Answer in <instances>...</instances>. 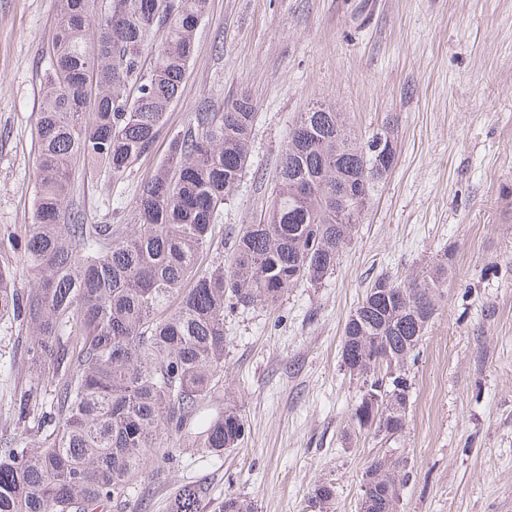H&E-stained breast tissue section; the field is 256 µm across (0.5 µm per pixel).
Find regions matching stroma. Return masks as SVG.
I'll return each mask as SVG.
<instances>
[{"instance_id":"stroma-1","label":"stroma","mask_w":512,"mask_h":512,"mask_svg":"<svg viewBox=\"0 0 512 512\" xmlns=\"http://www.w3.org/2000/svg\"><path fill=\"white\" fill-rule=\"evenodd\" d=\"M57 26L56 0H0V262L17 268ZM243 95L256 118L224 234L266 217L288 130L313 104L336 105L360 139L391 125L395 164L321 285L225 310L224 378L199 420L234 403L242 444L216 455L168 438L175 463L153 462L123 512H171L196 482L207 488L200 512L228 497L254 512H358L363 474L388 450L410 473L397 512H512V0H210L153 150L116 183L76 169L86 223H128L200 103L220 112ZM446 251L448 281L409 365L406 428L381 440L351 422L364 388L342 363L345 324L375 279H405ZM25 343L0 320V436L41 442L40 422L7 412L29 377ZM323 481L335 488L327 508L311 498Z\"/></svg>"}]
</instances>
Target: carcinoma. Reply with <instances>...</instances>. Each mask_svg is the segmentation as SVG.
I'll list each match as a JSON object with an SVG mask.
<instances>
[{"mask_svg": "<svg viewBox=\"0 0 512 512\" xmlns=\"http://www.w3.org/2000/svg\"><path fill=\"white\" fill-rule=\"evenodd\" d=\"M207 9L208 0H57L24 266L38 281L13 288L19 273L0 266V319L30 336L29 383L12 410L53 427L54 439L0 448V512H106L124 503L151 460L174 458V449L161 451L165 435L191 437L214 454L238 447L246 426L234 407L195 430L224 372V308L273 304L289 287L332 274L386 178L383 153L397 152L385 131L352 136L333 105L299 113L267 218L233 233L226 267L215 230L247 167L256 112L246 96L222 112L202 104L142 186L132 223H83L72 167L117 181L152 151ZM339 189L351 193L338 205ZM450 259L402 281L378 278L345 324L342 351L361 352L346 368L365 388L351 420L378 437L405 429L408 361ZM408 478L404 460L375 457L364 512H396ZM205 494L201 483L184 486L174 512H199Z\"/></svg>", "mask_w": 512, "mask_h": 512, "instance_id": "1", "label": "carcinoma"}]
</instances>
